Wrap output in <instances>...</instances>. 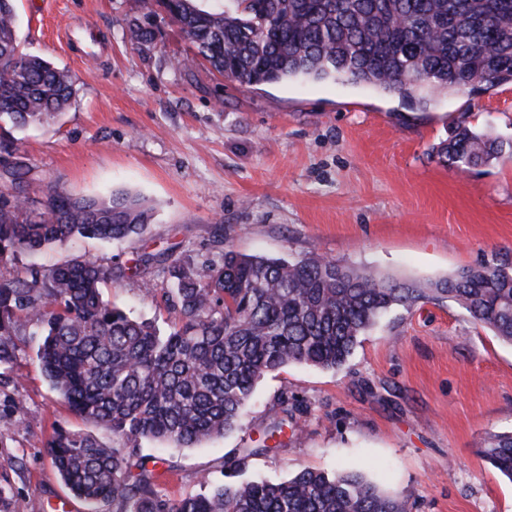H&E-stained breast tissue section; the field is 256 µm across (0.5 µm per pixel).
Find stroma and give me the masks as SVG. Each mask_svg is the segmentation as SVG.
<instances>
[{"mask_svg":"<svg viewBox=\"0 0 512 512\" xmlns=\"http://www.w3.org/2000/svg\"><path fill=\"white\" fill-rule=\"evenodd\" d=\"M24 52L70 71L77 93L59 118L20 132L41 178L78 196L131 189L154 209L146 232L120 242L82 239L38 256L85 254L111 266L103 294L169 329L174 317L146 284L162 285L173 253L220 261L244 254L316 253L400 280L437 281L464 268L512 267V156L466 170L436 147L466 123L512 142V84L442 92L426 106L341 80L247 87L202 61L160 20L142 51L128 39L141 0H18ZM146 253L157 261L140 268ZM40 330L16 337L0 366V512H87L47 457L54 428L104 444L111 431L60 400L37 361ZM297 428L249 459V479L280 481L307 467L356 468L396 493L408 512H512V481L482 455L485 437L512 431V343L451 301L384 314L342 367L293 363L266 375L238 429L196 448L158 452V489L199 492L224 459L253 447L274 419Z\"/></svg>","mask_w":512,"mask_h":512,"instance_id":"1","label":"stroma"}]
</instances>
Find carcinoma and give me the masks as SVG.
I'll return each mask as SVG.
<instances>
[{"label": "carcinoma", "mask_w": 512, "mask_h": 512, "mask_svg": "<svg viewBox=\"0 0 512 512\" xmlns=\"http://www.w3.org/2000/svg\"><path fill=\"white\" fill-rule=\"evenodd\" d=\"M129 24L141 50L161 36L164 13L201 58L243 86L292 78H334L423 101L436 92L512 82V0H142ZM65 69L21 50L16 0H0V365L15 358V337L41 328L37 357L64 404L129 441L195 448L235 429L258 382L290 363L335 370L359 337L394 308L448 299L494 335L512 342V270L467 268L428 286L333 259L241 254L221 263L168 256L169 309L161 333L101 292L112 268L74 254L24 266L23 254L63 248L77 237L120 240L140 233L151 208L138 193L76 196L49 180L31 196L34 168L14 135L59 117L73 95ZM512 154L487 134L459 125L436 149L450 166ZM52 468L99 512H407L406 503L362 472L303 468L280 481L243 480L263 443L224 461L234 478L168 497L136 447H109L86 433L54 429ZM483 456L512 480V432L490 435Z\"/></svg>", "instance_id": "1"}]
</instances>
